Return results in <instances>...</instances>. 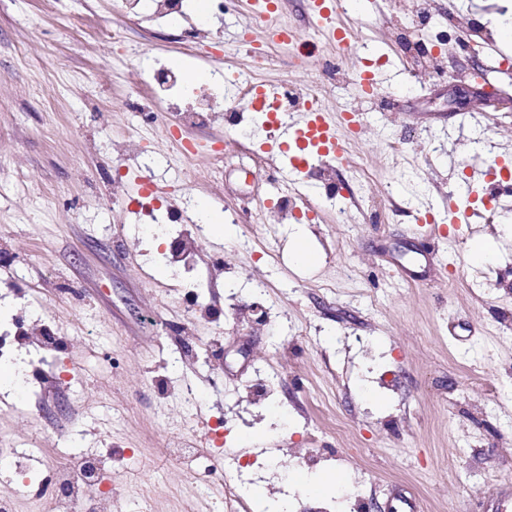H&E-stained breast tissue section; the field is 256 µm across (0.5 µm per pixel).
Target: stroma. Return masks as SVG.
<instances>
[{
	"instance_id": "1",
	"label": "stroma",
	"mask_w": 512,
	"mask_h": 512,
	"mask_svg": "<svg viewBox=\"0 0 512 512\" xmlns=\"http://www.w3.org/2000/svg\"><path fill=\"white\" fill-rule=\"evenodd\" d=\"M362 2L327 24L313 0H280L296 44L271 47L258 76L320 89L338 133L356 113L362 135L322 181L271 153L262 126L237 135L221 117L143 121L129 108L149 107L147 75L161 66L249 69L239 37H265L252 0H226L196 31L152 22L148 0L121 13L111 0H0V259L19 270L16 310L36 308L64 338L50 392L0 386V443L28 442L34 470L107 453L98 490L114 512H140L145 498L151 512H224L220 477L193 483L171 451L248 453L279 437L274 481L316 512H389L397 491L419 512H494L512 482V238L500 231L512 193L485 208L486 186L469 173L492 156L512 167V68L497 65L512 58L501 34L512 0H472L491 35L474 43L448 22L461 0H433L426 29L412 25L409 0ZM332 24L349 33L344 50ZM314 34L317 54L299 52ZM423 39L444 45L438 75L412 67ZM471 44L504 105L450 112L433 95L468 83ZM366 58L384 61L369 95ZM181 139L197 152L182 153ZM275 170L313 208L297 218L313 269L290 261ZM149 185L173 209L187 197L239 214L235 239L205 229L182 279L164 274L166 238L126 207ZM330 192L342 210L324 205ZM462 208L465 221L449 223ZM482 238L501 245L478 265L470 249ZM202 303L226 312L223 325L198 315ZM187 342L198 359L176 363ZM261 371L279 380L259 408L245 392ZM332 472L342 486L310 496L305 481Z\"/></svg>"
}]
</instances>
